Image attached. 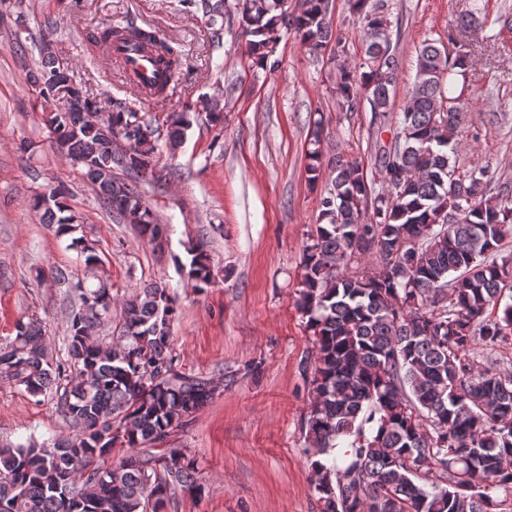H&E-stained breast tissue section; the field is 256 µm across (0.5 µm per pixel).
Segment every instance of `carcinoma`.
<instances>
[{"label": "carcinoma", "mask_w": 512, "mask_h": 512, "mask_svg": "<svg viewBox=\"0 0 512 512\" xmlns=\"http://www.w3.org/2000/svg\"><path fill=\"white\" fill-rule=\"evenodd\" d=\"M179 3L202 11L214 37L221 36L226 0ZM347 3L361 19L363 55L340 68L338 109L355 112L366 101L378 128L393 120L398 131L375 156L392 195L371 197L364 166L336 160L332 189L303 251L298 306L316 348L304 422L313 489L321 512H353L357 498L380 503L378 512H498V493L512 495V369L495 358L512 340V252L503 250L512 234V196L491 192L486 169L459 173L453 159L452 143L472 112L457 90L469 55L452 57L425 43L395 115L390 94L400 60L388 36V4ZM298 4L290 13L284 0H235L257 64L268 65L282 27L311 52L330 42L336 55L345 51L330 26L332 0ZM89 39L99 48L136 41L149 50L162 73L153 96L181 80V49L154 30L128 21ZM69 71L42 46L33 83L47 74L64 83ZM73 94L83 102L66 112L51 90L41 95L49 137L64 143L60 155L82 166L103 205L122 217L136 214L140 236L157 240L167 227L139 189L157 163V128L125 99L112 100L110 127H97L91 117L98 101L79 85ZM130 125L135 140L119 160L114 138ZM189 126V112L169 113L171 146L180 145ZM319 143L316 128L308 152L312 181L322 167ZM67 197L64 187L49 185L30 200L84 256L85 280L74 284L53 272L73 291L67 360L54 358L36 323L20 321L14 338L0 345V377L33 397L54 392L72 435L0 445V512H160L171 494L200 491L194 461L163 444L213 400L217 386L178 368L170 351L175 299L167 286L150 283L120 300L112 295L99 248L77 235L82 224ZM368 252L377 265L347 273L348 263ZM188 275L200 288L211 283L203 250H196ZM117 302L122 330L109 341L103 332ZM344 437L352 442L341 465L326 467L318 457ZM117 446L129 452L112 467L107 460ZM433 466L446 472V485L417 484Z\"/></svg>", "instance_id": "obj_1"}]
</instances>
